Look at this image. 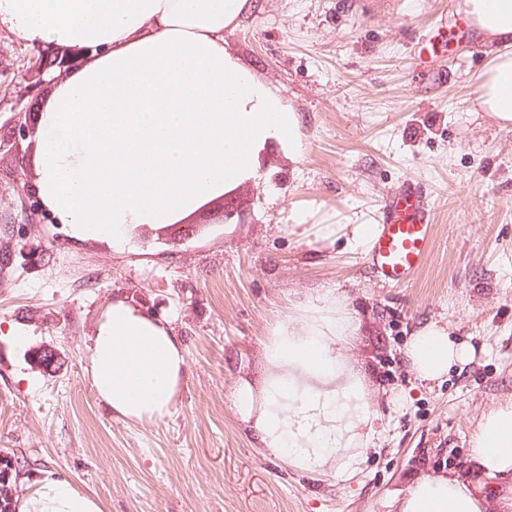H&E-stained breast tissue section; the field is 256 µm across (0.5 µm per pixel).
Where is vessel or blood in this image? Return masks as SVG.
<instances>
[{
	"label": "vessel or blood",
	"instance_id": "1",
	"mask_svg": "<svg viewBox=\"0 0 512 512\" xmlns=\"http://www.w3.org/2000/svg\"><path fill=\"white\" fill-rule=\"evenodd\" d=\"M432 229L426 192L419 184L407 182L383 207L370 238L368 265L387 283H409L430 250Z\"/></svg>",
	"mask_w": 512,
	"mask_h": 512
}]
</instances>
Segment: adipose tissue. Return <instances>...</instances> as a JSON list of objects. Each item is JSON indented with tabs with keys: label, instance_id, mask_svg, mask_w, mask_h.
I'll use <instances>...</instances> for the list:
<instances>
[{
	"label": "adipose tissue",
	"instance_id": "adipose-tissue-1",
	"mask_svg": "<svg viewBox=\"0 0 512 512\" xmlns=\"http://www.w3.org/2000/svg\"><path fill=\"white\" fill-rule=\"evenodd\" d=\"M252 7V0H0V26L21 41L93 52L37 106L33 188L58 223L120 246L131 226L175 223L256 177L272 143L301 154L298 113L224 53L225 28ZM457 7L489 49L475 102L511 124L512 0H459ZM356 330L351 314L321 297L300 324L279 326L261 389L245 380L235 389L240 419L298 470L343 479L373 432L374 414L341 354ZM88 350L91 385L114 414L146 423L170 414L186 357L159 320L113 299ZM468 353L434 324L406 347L426 381L441 379ZM471 459L473 476L415 480L395 499L397 512H512V410L485 416ZM17 512L103 509L48 473L18 500Z\"/></svg>",
	"mask_w": 512,
	"mask_h": 512
}]
</instances>
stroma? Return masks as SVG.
I'll return each mask as SVG.
<instances>
[{
  "instance_id": "1",
  "label": "stroma",
  "mask_w": 512,
  "mask_h": 512,
  "mask_svg": "<svg viewBox=\"0 0 512 512\" xmlns=\"http://www.w3.org/2000/svg\"><path fill=\"white\" fill-rule=\"evenodd\" d=\"M254 2L224 49L299 113L302 154L272 145L257 177L232 186L246 223L197 210L192 236L139 225L118 248L22 208L34 136L11 117L35 113L53 49L0 30V455L21 461L17 494L51 471L103 512H391L417 477L467 474L480 422L512 408V126L472 109L487 60L476 31L448 32L428 72L414 60L457 0ZM407 180L428 192L433 240L414 279L394 286L354 231ZM325 295L355 313L344 361L375 415L344 480L292 469L234 407L240 381H261L278 326ZM117 297L185 350L162 421L119 418L91 386L89 338ZM429 323L470 354L422 382L405 349ZM44 345L59 355L50 370L31 358Z\"/></svg>"
}]
</instances>
